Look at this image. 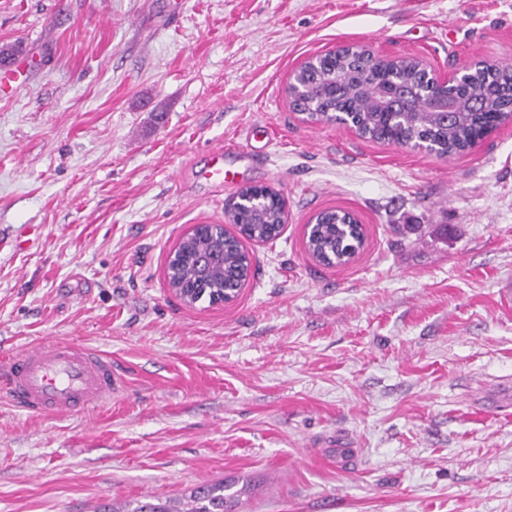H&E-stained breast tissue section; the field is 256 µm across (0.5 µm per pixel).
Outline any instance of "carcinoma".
Returning <instances> with one entry per match:
<instances>
[{
	"label": "carcinoma",
	"instance_id": "obj_1",
	"mask_svg": "<svg viewBox=\"0 0 512 512\" xmlns=\"http://www.w3.org/2000/svg\"><path fill=\"white\" fill-rule=\"evenodd\" d=\"M394 70L407 87L421 88V71L412 60L399 58L371 66L359 51L322 60L306 76L308 91L300 105L301 112L305 113L304 120L328 123L335 114L344 112L365 138L412 146L429 143L435 145L441 155L451 156L464 151L473 134L493 124L499 112L509 104L496 96V90L499 84H512V72L502 70L493 75L477 67L467 82L448 87V96L459 107L448 120L426 111L422 98L416 93L406 102L407 112L395 121L381 104L383 94L388 91L384 76ZM337 220L334 211L320 213L308 238V249L317 257H331L342 264V257L353 255V241L343 238ZM278 221L276 204L264 200L244 217L239 233L253 241L267 242L277 237ZM214 253L217 257L206 272H200L198 256ZM250 268L251 259L241 245L218 253L209 238L194 236L184 240L180 263L170 269L169 275L194 286L191 303L203 299L212 303L221 290L242 287ZM239 495L240 492L230 491V486L224 483H204L196 488L182 509L160 502L135 501L127 503L122 512H236Z\"/></svg>",
	"mask_w": 512,
	"mask_h": 512
}]
</instances>
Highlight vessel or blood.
Wrapping results in <instances>:
<instances>
[{
  "label": "vessel or blood",
  "mask_w": 512,
  "mask_h": 512,
  "mask_svg": "<svg viewBox=\"0 0 512 512\" xmlns=\"http://www.w3.org/2000/svg\"><path fill=\"white\" fill-rule=\"evenodd\" d=\"M112 362L73 342L47 341L0 366V391L24 411L66 415L110 401Z\"/></svg>",
  "instance_id": "obj_1"
}]
</instances>
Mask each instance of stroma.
Returning a JSON list of instances; mask_svg holds the SVG:
<instances>
[{
  "instance_id": "obj_1",
  "label": "stroma",
  "mask_w": 512,
  "mask_h": 512,
  "mask_svg": "<svg viewBox=\"0 0 512 512\" xmlns=\"http://www.w3.org/2000/svg\"><path fill=\"white\" fill-rule=\"evenodd\" d=\"M0 362L46 340L112 360L104 406L0 397V512L242 490L237 512H512V121L438 157L293 111L291 72L358 43L452 72L512 62V0H0ZM225 149L236 185L200 178ZM254 185L288 222L244 241L226 305L167 262ZM365 244L318 263L306 226ZM35 232L28 248L16 238ZM350 449L341 457L340 449Z\"/></svg>"
}]
</instances>
